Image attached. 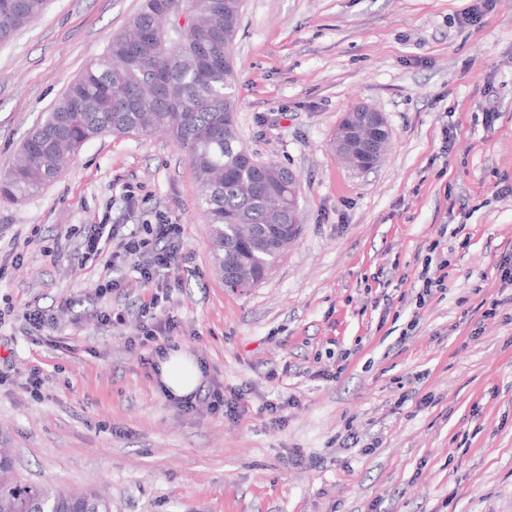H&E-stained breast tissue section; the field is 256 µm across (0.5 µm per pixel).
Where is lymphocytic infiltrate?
<instances>
[{
  "label": "lymphocytic infiltrate",
  "mask_w": 512,
  "mask_h": 512,
  "mask_svg": "<svg viewBox=\"0 0 512 512\" xmlns=\"http://www.w3.org/2000/svg\"><path fill=\"white\" fill-rule=\"evenodd\" d=\"M80 241L82 259L103 260L108 269L128 261L137 272L147 295L140 302V320L128 344L138 351L142 369L155 370L157 356L182 333L179 320L167 309L178 284L175 270L190 260L184 251L182 225L160 214L154 223L143 224L140 232L125 235L103 221L83 225Z\"/></svg>",
  "instance_id": "lymphocytic-infiltrate-1"
}]
</instances>
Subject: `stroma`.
Wrapping results in <instances>:
<instances>
[{
	"instance_id": "stroma-1",
	"label": "stroma",
	"mask_w": 512,
	"mask_h": 512,
	"mask_svg": "<svg viewBox=\"0 0 512 512\" xmlns=\"http://www.w3.org/2000/svg\"><path fill=\"white\" fill-rule=\"evenodd\" d=\"M475 3L244 0L239 140L300 182L301 233L258 287H225L194 170L161 135L90 140L43 190L0 201V447L18 480L97 491L112 512H512V319L484 315L512 297V0L473 24ZM141 4L48 0L0 44V175ZM360 104L391 133L364 171L332 146ZM159 214L192 256L168 306L179 348L244 392L240 417L180 412L139 366L129 266L109 298L125 326L97 318L104 272L79 266L80 228ZM432 245L451 264L419 310ZM28 307L52 311L51 344L27 336ZM32 371L37 396L20 387ZM276 399L286 423L262 410Z\"/></svg>"
}]
</instances>
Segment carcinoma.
I'll list each match as a JSON object with an SVG mask.
<instances>
[{
	"mask_svg": "<svg viewBox=\"0 0 512 512\" xmlns=\"http://www.w3.org/2000/svg\"><path fill=\"white\" fill-rule=\"evenodd\" d=\"M143 0L130 30L113 37L46 118L27 136L18 165L0 177V197L23 199L62 172L90 140L104 134L163 135L188 154L199 184L215 265L246 262L263 277L280 257L268 241L269 225L288 223L270 198L286 191V167L264 170L239 151L232 50L242 0ZM47 0H0V43L44 14ZM148 29L165 34L131 58L129 41ZM0 473V512H111L105 497L13 480L5 450Z\"/></svg>",
	"mask_w": 512,
	"mask_h": 512,
	"instance_id": "cac0c4a2",
	"label": "carcinoma"
}]
</instances>
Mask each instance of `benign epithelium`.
Instances as JSON below:
<instances>
[{
  "instance_id": "7a95c632",
  "label": "benign epithelium",
  "mask_w": 512,
  "mask_h": 512,
  "mask_svg": "<svg viewBox=\"0 0 512 512\" xmlns=\"http://www.w3.org/2000/svg\"><path fill=\"white\" fill-rule=\"evenodd\" d=\"M389 137L387 122L382 113L361 104L345 114L336 129L333 147L336 154L353 167L363 170L378 165L384 158V145ZM300 234V224L288 225V232L273 226L271 241L284 250Z\"/></svg>"
}]
</instances>
